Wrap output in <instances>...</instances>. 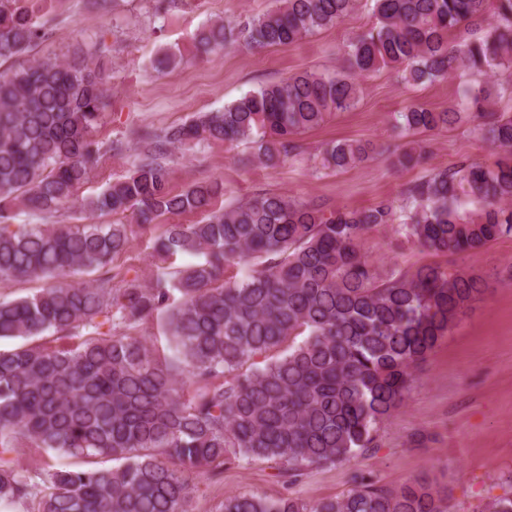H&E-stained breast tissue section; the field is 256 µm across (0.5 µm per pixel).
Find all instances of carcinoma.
<instances>
[{"label": "carcinoma", "instance_id": "cac0c4a2", "mask_svg": "<svg viewBox=\"0 0 512 512\" xmlns=\"http://www.w3.org/2000/svg\"><path fill=\"white\" fill-rule=\"evenodd\" d=\"M360 2L273 0L236 26H202L195 51L292 45L352 19ZM487 5L373 0L374 24L340 48L345 71L294 74L222 111L143 130L129 174L81 200L101 154L125 150L94 135L111 105L109 47L31 58L50 29L29 0H0V59H22L0 72V288L40 283L27 296L0 299V340H21L0 349V505L190 512L195 474L217 477L226 466L265 460L293 484L378 447L413 369L485 281L432 264L385 272L363 241L399 208L407 219L397 233L435 254L476 253L512 236V111L495 108L512 84L468 85L455 112L418 103L400 113L399 138L467 124L496 159L434 169L402 191L399 206L328 207L271 192L223 205V181L176 191L163 158L171 147L250 144L260 162L286 163L299 135L353 111L360 80L382 69L411 85L511 70L512 0H495L483 35L464 31ZM182 60L166 50L154 68ZM373 152L361 141L328 142L316 171H344ZM392 154L401 167L421 159L414 147L395 145ZM76 204L94 218L128 213L141 231H155L152 276L114 265L134 241L131 225L56 221ZM197 211L206 213L198 224L161 223ZM21 213L38 223H15ZM177 256L196 261L175 267ZM152 318L165 321L161 355L130 335ZM20 439L83 465L16 468L4 454ZM351 480L349 492L315 502L232 495L224 512H448L426 478L385 487L356 469Z\"/></svg>", "mask_w": 512, "mask_h": 512}]
</instances>
